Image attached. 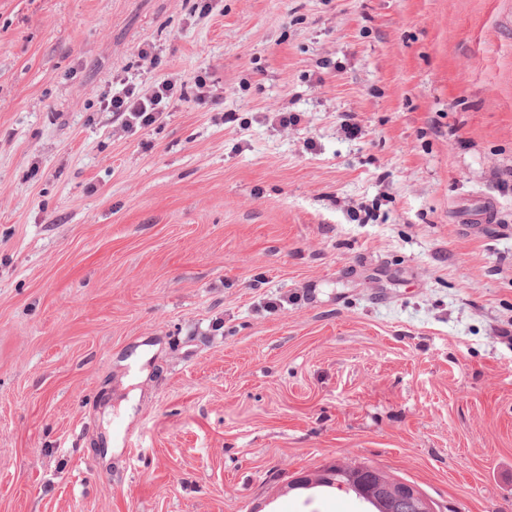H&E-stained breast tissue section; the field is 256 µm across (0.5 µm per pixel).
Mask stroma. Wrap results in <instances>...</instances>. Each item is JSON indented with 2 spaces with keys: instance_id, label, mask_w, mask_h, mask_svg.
I'll return each instance as SVG.
<instances>
[{
  "instance_id": "1",
  "label": "stroma",
  "mask_w": 512,
  "mask_h": 512,
  "mask_svg": "<svg viewBox=\"0 0 512 512\" xmlns=\"http://www.w3.org/2000/svg\"><path fill=\"white\" fill-rule=\"evenodd\" d=\"M334 462L512 512V0H0V512ZM122 84L118 92L106 96L102 102L103 111L122 117L124 128L148 127L158 122L164 112L160 106L173 95L175 87L168 79L159 80L148 94L142 93L134 84L129 85L126 80Z\"/></svg>"
}]
</instances>
